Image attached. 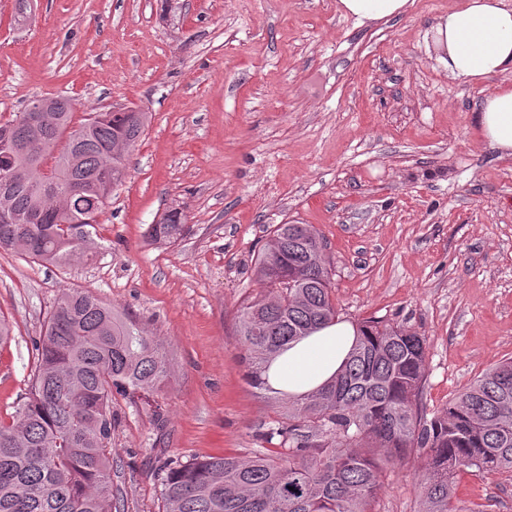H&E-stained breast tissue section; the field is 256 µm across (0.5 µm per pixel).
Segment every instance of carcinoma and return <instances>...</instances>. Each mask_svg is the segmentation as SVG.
<instances>
[{"label":"carcinoma","mask_w":512,"mask_h":512,"mask_svg":"<svg viewBox=\"0 0 512 512\" xmlns=\"http://www.w3.org/2000/svg\"><path fill=\"white\" fill-rule=\"evenodd\" d=\"M43 101L51 120L35 150L24 112L0 121V139L15 147L14 173L0 178V210L14 220L0 223V249L64 266L86 256L149 116L113 112L74 127L70 99ZM185 233L177 210L148 228L156 243L175 244ZM254 274L263 291L240 306L237 335L249 352V382L263 388L270 356L340 321V311L331 262L311 224L268 226ZM356 330L342 372L288 398L284 420L263 433L269 443L279 438L278 449L166 460L162 512H374L382 468L413 450L425 454L417 512H457L463 471L512 474V358L429 413L421 406L422 336L371 319ZM34 351L28 396L10 422L0 421V512H112V398L144 401L163 431L161 406L150 402L170 381L167 355L145 328L72 288L55 299Z\"/></svg>","instance_id":"carcinoma-1"}]
</instances>
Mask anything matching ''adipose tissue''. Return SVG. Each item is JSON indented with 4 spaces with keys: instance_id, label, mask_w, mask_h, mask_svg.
<instances>
[{
    "instance_id": "ef3b65f1",
    "label": "adipose tissue",
    "mask_w": 512,
    "mask_h": 512,
    "mask_svg": "<svg viewBox=\"0 0 512 512\" xmlns=\"http://www.w3.org/2000/svg\"><path fill=\"white\" fill-rule=\"evenodd\" d=\"M340 10L359 23L386 21L407 13L410 0H338ZM431 32L440 53L436 62L452 80L469 83L512 74V7L505 0H465L437 17ZM479 137L500 157L512 158V83L498 85L473 114ZM355 327L329 325L272 355L264 372L273 391L303 396L342 370L356 342Z\"/></svg>"
}]
</instances>
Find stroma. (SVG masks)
<instances>
[{
  "label": "stroma",
  "mask_w": 512,
  "mask_h": 512,
  "mask_svg": "<svg viewBox=\"0 0 512 512\" xmlns=\"http://www.w3.org/2000/svg\"><path fill=\"white\" fill-rule=\"evenodd\" d=\"M461 0H414L357 25L338 0H0V118L75 101L74 123L150 113L128 176L98 218L93 260L44 266L0 251V417L28 390L32 341L65 288L91 292L164 345L163 440L140 402L112 401L118 512H159L171 456H249L282 409L247 380L238 310L260 291L271 224H311L335 266L343 320L426 339L433 410L512 357V159L472 114L493 76L438 67L433 20ZM172 208L188 228L146 239ZM422 458L387 468L375 512H417ZM459 512H512V477L458 476Z\"/></svg>",
  "instance_id": "stroma-1"
}]
</instances>
